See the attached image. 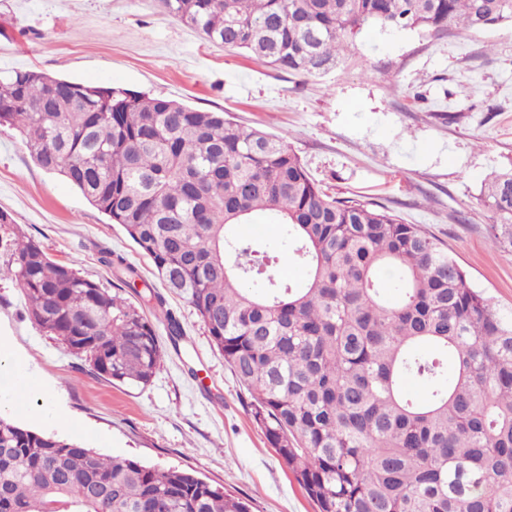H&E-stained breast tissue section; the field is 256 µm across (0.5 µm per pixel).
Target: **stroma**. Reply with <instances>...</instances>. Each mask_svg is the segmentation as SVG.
Returning a JSON list of instances; mask_svg holds the SVG:
<instances>
[{"label":"stroma","instance_id":"35a3bbf8","mask_svg":"<svg viewBox=\"0 0 512 512\" xmlns=\"http://www.w3.org/2000/svg\"><path fill=\"white\" fill-rule=\"evenodd\" d=\"M321 77L275 71L208 42L161 0H0V73L52 76L224 111L282 138L329 193L387 207L434 235L470 284L512 318V249L494 244L498 219L484 203L488 177L512 168V26L435 36L371 27ZM0 210L57 261L112 288L102 251L122 255L150 282L152 261L124 229L61 175L42 170L13 127L0 126ZM239 233L276 252L273 275H306L279 224L256 218ZM184 337L144 387L90 373L29 319L20 288L0 279V337L48 387L68 425L18 407L20 426L76 439L102 454L195 471L249 499L252 512H314L247 411L248 394L213 349L192 306L167 295Z\"/></svg>","mask_w":512,"mask_h":512}]
</instances>
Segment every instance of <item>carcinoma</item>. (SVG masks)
<instances>
[{
	"label": "carcinoma",
	"instance_id": "carcinoma-1",
	"mask_svg": "<svg viewBox=\"0 0 512 512\" xmlns=\"http://www.w3.org/2000/svg\"><path fill=\"white\" fill-rule=\"evenodd\" d=\"M162 3L209 42L308 76L335 69L369 25L435 36L512 25V0ZM0 125L188 300L317 512H512V320L420 225L329 194L280 138L222 110L25 69L0 77ZM487 189L494 239L512 248V171ZM256 216L286 227L301 283L267 273L270 257L238 236ZM13 245L8 274L30 320L91 373L150 383L164 350L148 317L35 240ZM100 263L142 288L172 340L183 335L123 256ZM407 378L424 399L405 394ZM0 512L250 509L191 471L108 458L0 416Z\"/></svg>",
	"mask_w": 512,
	"mask_h": 512
}]
</instances>
